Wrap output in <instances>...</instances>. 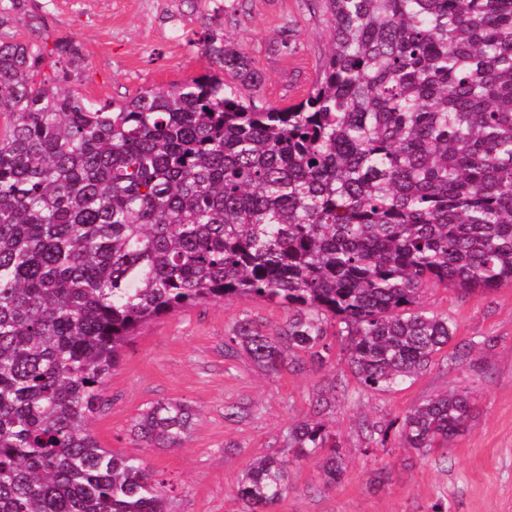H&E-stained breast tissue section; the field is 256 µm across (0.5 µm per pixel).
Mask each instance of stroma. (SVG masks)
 <instances>
[{
	"mask_svg": "<svg viewBox=\"0 0 512 512\" xmlns=\"http://www.w3.org/2000/svg\"><path fill=\"white\" fill-rule=\"evenodd\" d=\"M15 27L19 37L53 49L78 42L84 59L73 86L104 102L167 88L204 73L209 61L195 41L205 30L223 34L254 61L263 81L260 106L301 101L319 75L331 45V25L314 0H29ZM286 41L281 51L273 45ZM423 304L448 313L457 326L452 345L430 370L392 394L364 391L350 372L340 338L318 367L270 373L245 354L227 355L224 338L250 318L273 331L287 317L275 304L253 299L208 301L139 327L119 367L105 383V402L92 421L104 447L141 454L173 481L172 512H239L234 487L262 456L282 446L305 420L318 388L332 385L329 416L346 471L324 486L321 462L291 461L290 487L275 512H512V286L484 295L442 287ZM465 388L472 417L446 452L370 443V425L388 426L435 395ZM165 399L188 402L190 435L179 449L139 448L130 435L135 417Z\"/></svg>",
	"mask_w": 512,
	"mask_h": 512,
	"instance_id": "1",
	"label": "stroma"
}]
</instances>
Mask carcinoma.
Returning <instances> with one entry per match:
<instances>
[{
  "mask_svg": "<svg viewBox=\"0 0 512 512\" xmlns=\"http://www.w3.org/2000/svg\"><path fill=\"white\" fill-rule=\"evenodd\" d=\"M332 44L305 98L260 107L262 73L213 31L215 69L123 102L68 86L73 42L47 54L0 0V512H172L147 461L103 447L91 420L141 325L206 301L288 311L224 339L263 369L324 365L346 341L362 389L426 373L456 336L428 287L512 285V0H318ZM53 83L37 80L45 67ZM320 391L279 451L238 479L241 512H272L288 457L344 474ZM469 391L409 410L399 443L448 447ZM184 401L146 407L143 448H181Z\"/></svg>",
  "mask_w": 512,
  "mask_h": 512,
  "instance_id": "obj_1",
  "label": "carcinoma"
}]
</instances>
